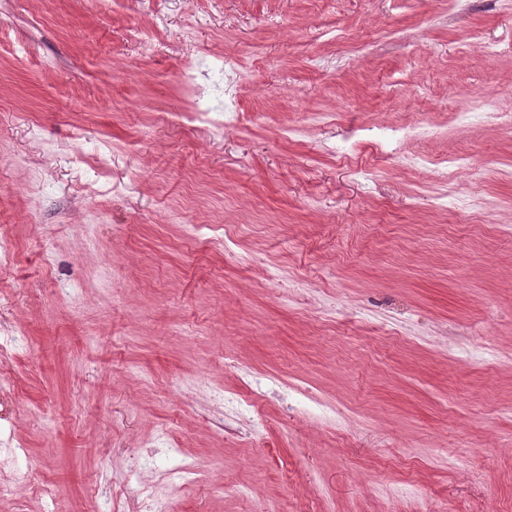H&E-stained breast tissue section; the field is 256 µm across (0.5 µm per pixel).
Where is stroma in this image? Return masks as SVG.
Listing matches in <instances>:
<instances>
[{"label": "stroma", "instance_id": "1", "mask_svg": "<svg viewBox=\"0 0 512 512\" xmlns=\"http://www.w3.org/2000/svg\"><path fill=\"white\" fill-rule=\"evenodd\" d=\"M203 53L237 60L235 128L191 112ZM490 110L512 0H0V317L27 340L0 377L31 476L0 512H127L147 455L197 467L159 488L177 512H512Z\"/></svg>", "mask_w": 512, "mask_h": 512}]
</instances>
